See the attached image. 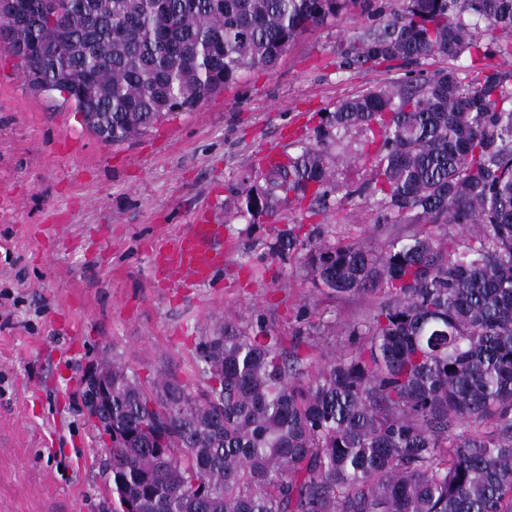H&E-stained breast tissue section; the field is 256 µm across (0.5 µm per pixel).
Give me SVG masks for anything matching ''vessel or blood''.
I'll list each match as a JSON object with an SVG mask.
<instances>
[{
	"instance_id": "obj_1",
	"label": "vessel or blood",
	"mask_w": 512,
	"mask_h": 512,
	"mask_svg": "<svg viewBox=\"0 0 512 512\" xmlns=\"http://www.w3.org/2000/svg\"><path fill=\"white\" fill-rule=\"evenodd\" d=\"M224 227L201 216L153 252V264L173 288L197 287L207 283L224 265V251L217 248Z\"/></svg>"
}]
</instances>
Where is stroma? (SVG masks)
Wrapping results in <instances>:
<instances>
[{"instance_id": "1", "label": "stroma", "mask_w": 512, "mask_h": 512, "mask_svg": "<svg viewBox=\"0 0 512 512\" xmlns=\"http://www.w3.org/2000/svg\"><path fill=\"white\" fill-rule=\"evenodd\" d=\"M403 0H357L288 46L275 66L243 72L191 112L145 135L106 143L61 100L31 92L0 51V512H112L105 446L79 395L88 365L109 356L152 380L174 371L204 384L195 346L231 319L265 327L317 358L334 350L368 297L316 287L301 257L273 248L295 224L379 248L370 196L335 201L345 223L282 202L279 220L248 221L227 205L261 184L267 150L314 140L326 112L397 78L344 72L336 48L372 14ZM209 209L232 249L201 288L164 287L151 246Z\"/></svg>"}]
</instances>
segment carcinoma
<instances>
[{
  "label": "carcinoma",
  "instance_id": "1",
  "mask_svg": "<svg viewBox=\"0 0 512 512\" xmlns=\"http://www.w3.org/2000/svg\"><path fill=\"white\" fill-rule=\"evenodd\" d=\"M0 0V50L106 142L190 112L240 72L272 67L348 0ZM502 31L497 51L481 32ZM340 70L406 69L327 113L315 142L243 186L236 214L322 212L340 190L331 149L372 138L363 192L402 226L376 254L323 227L281 232L315 286L373 310L308 366L281 339L230 320L196 345L206 384H150L107 357L97 415L113 512H512V0H406L336 52ZM430 58L449 69L428 71ZM457 233L448 231V226Z\"/></svg>",
  "mask_w": 512,
  "mask_h": 512
}]
</instances>
